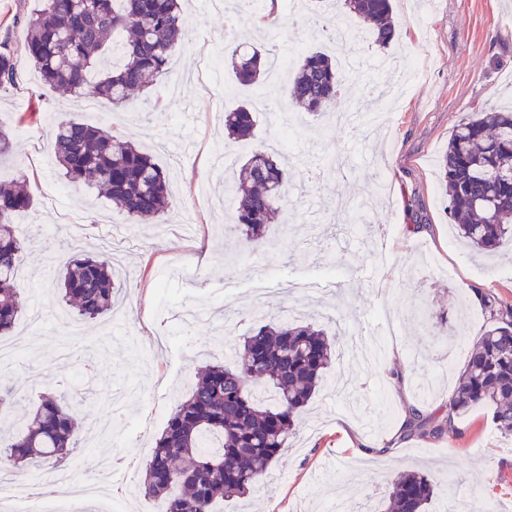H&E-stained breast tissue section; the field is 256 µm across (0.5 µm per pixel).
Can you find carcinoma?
<instances>
[{"label":"carcinoma","instance_id":"1","mask_svg":"<svg viewBox=\"0 0 512 512\" xmlns=\"http://www.w3.org/2000/svg\"><path fill=\"white\" fill-rule=\"evenodd\" d=\"M27 26L29 57L44 85L76 97L90 94L123 107L161 80L171 53L190 39L179 0H40ZM391 0H343L341 16L358 21L388 46L394 37ZM234 78L258 85L266 60L256 47L226 45ZM15 60L0 44V87L15 83ZM340 72L321 51L306 55L290 97L309 112H327L336 99ZM256 115L242 104L224 113L234 143L254 136ZM51 152L62 176L95 190L136 224H159L166 214L167 176L153 158L106 128L80 120L56 123ZM438 166L448 213L473 250L494 254L512 248V112H471L452 128ZM243 243L265 246L267 224L285 205L288 176L275 153L260 145L228 186ZM32 207L26 184L0 182V336L9 335L25 310L18 270L30 242L14 224ZM117 270L106 254L73 249L55 287L78 317L94 319L112 309ZM326 330L304 320L261 318L242 337L235 366L214 360L202 366L187 398L169 415L147 460L141 488L162 512H214L215 505L249 493L273 468L295 428L299 411L319 388L332 363ZM13 391L0 388V468L27 480L33 469L57 468L80 440L77 408L65 396L42 397L18 426L10 424ZM475 406L492 411L495 429L512 437V312L472 345L448 400V419ZM430 414L409 412L403 436L436 438ZM386 512H426L436 482L423 472L391 480Z\"/></svg>","mask_w":512,"mask_h":512}]
</instances>
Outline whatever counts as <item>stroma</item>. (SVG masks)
I'll list each match as a JSON object with an SVG mask.
<instances>
[{
	"label": "stroma",
	"mask_w": 512,
	"mask_h": 512,
	"mask_svg": "<svg viewBox=\"0 0 512 512\" xmlns=\"http://www.w3.org/2000/svg\"><path fill=\"white\" fill-rule=\"evenodd\" d=\"M39 0H0V42L16 61L14 85L0 89V125L14 134V151L0 162V180L27 182L34 207L25 224L45 227L24 254L19 278L27 307L15 329L25 350L0 365L23 415L52 390L78 403L84 433L77 476L123 463L129 479L118 500L123 512H153L139 494L146 459L164 420L189 392L204 361L233 364L234 342L258 315L299 310L326 326L341 356L296 420V430L270 477L248 504L224 512H332L336 492L350 503L382 504L397 472L422 469L439 484L429 512H512V439L501 438L490 412L474 407L449 418L448 397L469 349L512 310V253L480 258L457 238L440 187L437 160L465 114L512 106V0H393L395 36L387 47L363 41L311 40L316 13L275 25L228 8L220 13L189 0L185 20L194 37L178 44L164 80L113 110L107 127L141 144L169 175L165 233L135 224L106 199L88 198L62 177L49 154L54 122L89 120L84 100L41 86L26 47L27 19ZM263 45L274 57L299 61L320 50L349 58L338 103L377 112L381 128L331 125L329 118L291 112L289 73L264 74L260 89L234 82L229 63L211 75L206 54L225 43ZM257 106L254 141L288 161V203L269 225L266 247L251 251L233 228L224 183L244 159L224 137L221 113ZM372 204L369 221L381 232L353 236L356 204ZM82 211L72 238L67 216ZM130 227L118 303L110 314L82 323L74 363L60 367L58 318H71L53 286L71 246L100 251L112 226ZM389 240L378 253V235ZM289 281L323 288L291 296ZM265 289L253 313L249 298ZM437 413L436 439L402 438L409 410ZM114 499V500H117ZM114 500L92 496L91 512H116Z\"/></svg>",
	"instance_id": "stroma-1"
}]
</instances>
